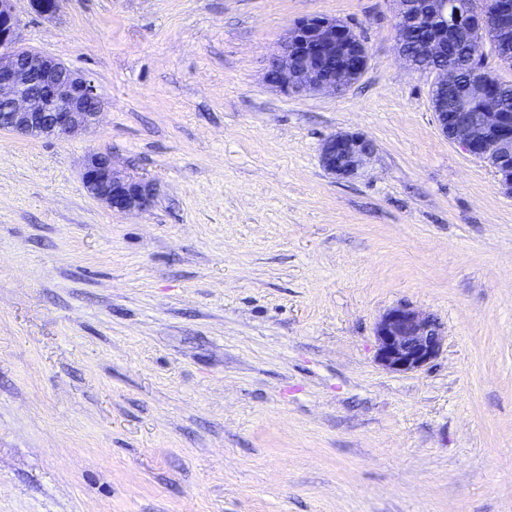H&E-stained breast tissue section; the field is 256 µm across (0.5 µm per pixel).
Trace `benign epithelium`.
<instances>
[{
	"label": "benign epithelium",
	"mask_w": 512,
	"mask_h": 512,
	"mask_svg": "<svg viewBox=\"0 0 512 512\" xmlns=\"http://www.w3.org/2000/svg\"><path fill=\"white\" fill-rule=\"evenodd\" d=\"M398 46L400 55L411 67L416 63L403 48L405 29L416 17L435 20L426 26L422 50L430 58L448 57L450 29L462 24L470 36L481 39L495 30L496 44L507 60L512 40V3L500 0L494 16L465 13L448 23V0H424L419 13L408 12L407 0H397ZM62 0H28L30 10L52 17ZM17 0H0V130L32 137L71 136L94 125L102 101L88 75L64 63L28 51L20 46L22 20ZM369 53L365 42L345 22L314 16L296 21L284 35L280 47L267 63L265 79L287 93H326L344 90L365 72ZM432 87L453 85L454 74L446 67L430 69ZM467 96L481 104V112L471 117H451L434 113L441 134L456 131L451 142L480 161L489 154L512 155V125L505 122L498 94L490 91L481 77L466 85ZM376 151L372 140L360 133L337 132L322 143L320 163L339 179L357 176ZM82 178L89 194L114 212L146 210L154 197L152 182L124 174L112 156L94 152L88 155ZM376 360L394 373H409L429 366L439 355L442 336L435 320L406 305L384 313L374 329Z\"/></svg>",
	"instance_id": "1"
}]
</instances>
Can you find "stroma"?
<instances>
[{
    "mask_svg": "<svg viewBox=\"0 0 512 512\" xmlns=\"http://www.w3.org/2000/svg\"><path fill=\"white\" fill-rule=\"evenodd\" d=\"M24 48L87 74L99 121L0 130V512H512V195L448 141L395 0H20ZM312 16L364 75L287 94ZM335 132L377 148L338 179ZM156 185L115 213L90 153ZM407 305L443 345L376 361ZM368 60L365 42L348 24L314 16L288 29L269 58L265 79L287 93L336 92L356 83ZM439 330L433 318L406 305L394 307L375 325L376 360L389 372L422 370L440 353L443 339Z\"/></svg>",
    "mask_w": 512,
    "mask_h": 512,
    "instance_id": "1",
    "label": "stroma"
}]
</instances>
